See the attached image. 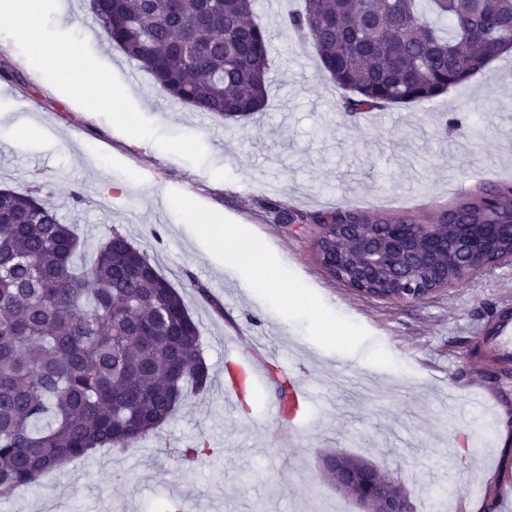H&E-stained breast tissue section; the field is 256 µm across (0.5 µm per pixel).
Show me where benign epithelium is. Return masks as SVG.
Wrapping results in <instances>:
<instances>
[{
    "label": "benign epithelium",
    "mask_w": 512,
    "mask_h": 512,
    "mask_svg": "<svg viewBox=\"0 0 512 512\" xmlns=\"http://www.w3.org/2000/svg\"><path fill=\"white\" fill-rule=\"evenodd\" d=\"M379 234L365 225L338 221L320 225V237L348 239L352 252L318 254L321 265L359 293L394 303L422 300L442 288L464 282L477 273L512 263V224L378 225ZM323 470L338 490L357 485L354 502L361 512L377 501L379 512H412L405 495L392 494L370 479L371 467H353L338 457L324 460Z\"/></svg>",
    "instance_id": "1"
}]
</instances>
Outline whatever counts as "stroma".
<instances>
[{"mask_svg":"<svg viewBox=\"0 0 512 512\" xmlns=\"http://www.w3.org/2000/svg\"><path fill=\"white\" fill-rule=\"evenodd\" d=\"M89 0L45 8L43 37L79 46L131 93L114 127L112 105L76 101L29 46L0 22V120L31 118L38 143L0 134V187H40L73 224L92 259L110 229L145 251L180 289L201 330L210 383L191 393L158 434L128 451L101 448L0 496V512H358L322 478L319 460L341 450L398 476L412 512H501L497 473H512V354L495 348L512 321V265H500L411 304L362 295L319 263L309 216L348 210L430 224L464 196L512 187V55L492 61L438 99L348 115L311 41L282 32L271 51L263 112L219 120L180 106L98 32ZM143 130L152 151L132 146ZM79 192L81 203L71 194ZM280 203L304 223H278ZM245 225L265 244L313 309L224 272V252L205 244L212 215ZM224 308L216 316L214 304ZM253 361H276L305 385L306 426L269 418L263 382L248 411L224 406L225 337ZM204 440V463L178 449Z\"/></svg>","mask_w":512,"mask_h":512,"instance_id":"obj_1","label":"stroma"}]
</instances>
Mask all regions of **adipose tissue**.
Returning a JSON list of instances; mask_svg holds the SVG:
<instances>
[{"mask_svg": "<svg viewBox=\"0 0 512 512\" xmlns=\"http://www.w3.org/2000/svg\"><path fill=\"white\" fill-rule=\"evenodd\" d=\"M37 49L41 55L53 60L60 69L70 74L68 90L92 97L101 103L116 104L127 98L126 86L113 83L107 74L91 73L79 51L71 49L64 53L59 52L56 45L48 40L38 41ZM206 239L211 243L233 244V251L229 252L225 258L227 272L239 274L248 268L261 269L267 276V286L272 287L277 298L294 304L305 303V296L289 288L282 267L247 241L242 225L211 224L207 228Z\"/></svg>", "mask_w": 512, "mask_h": 512, "instance_id": "adipose-tissue-1", "label": "adipose tissue"}]
</instances>
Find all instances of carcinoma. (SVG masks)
I'll return each instance as SVG.
<instances>
[{
    "label": "carcinoma",
    "mask_w": 512,
    "mask_h": 512,
    "mask_svg": "<svg viewBox=\"0 0 512 512\" xmlns=\"http://www.w3.org/2000/svg\"><path fill=\"white\" fill-rule=\"evenodd\" d=\"M256 0H91L103 36L169 97L220 119L264 110L271 31ZM280 26L310 39L349 114L432 101L512 49V0H303ZM487 186L439 224L512 223ZM54 204L0 190V494L99 448H131L208 387L180 293L116 229L90 264ZM278 397L291 379L267 369Z\"/></svg>",
    "instance_id": "1"
}]
</instances>
